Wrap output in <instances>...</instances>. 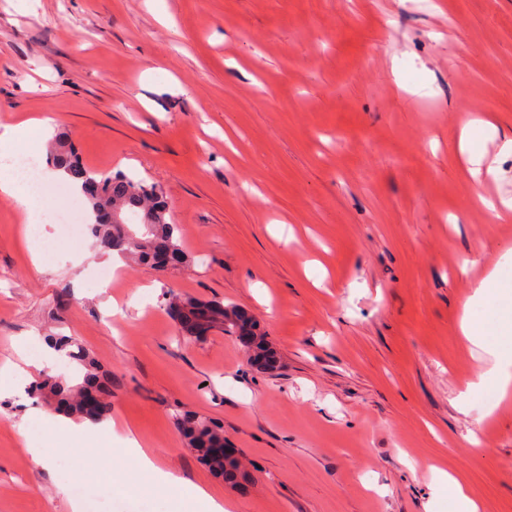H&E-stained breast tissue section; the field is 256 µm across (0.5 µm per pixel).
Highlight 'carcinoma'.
<instances>
[{
	"label": "carcinoma",
	"instance_id": "cac0c4a2",
	"mask_svg": "<svg viewBox=\"0 0 512 512\" xmlns=\"http://www.w3.org/2000/svg\"><path fill=\"white\" fill-rule=\"evenodd\" d=\"M49 159L76 181L92 180V185L83 193L92 212L87 228L96 246L104 253L116 252L122 258L148 265L154 251L165 250L171 252L177 262L187 261L180 245V228L171 220V206L158 185L123 171L103 173L85 166L71 142L61 136L56 137ZM114 209L126 217L124 223L110 222ZM165 301L167 308L181 305L189 314L194 313L199 305H207L212 311L207 319L209 330L219 329L232 336H236L239 328L246 331V334L237 336L241 346L255 358L265 360L262 365L264 371L272 372L279 368L277 351L245 310L219 300L203 303L174 292L169 293ZM51 347L64 353L69 362L76 363L80 373L72 380L50 376L35 381L30 386V394L44 402L53 401L55 410L65 415L92 421L104 419L111 410L112 381L101 379L88 353L74 338L61 336L51 343ZM174 421L187 447L199 456L204 454L203 438L212 442L224 440L221 426L195 412L178 410ZM208 467L230 486L250 481V475L242 468L238 457L215 459L208 463Z\"/></svg>",
	"mask_w": 512,
	"mask_h": 512
}]
</instances>
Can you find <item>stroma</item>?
I'll return each mask as SVG.
<instances>
[{
    "mask_svg": "<svg viewBox=\"0 0 512 512\" xmlns=\"http://www.w3.org/2000/svg\"><path fill=\"white\" fill-rule=\"evenodd\" d=\"M476 115L495 168L477 186ZM45 116L88 167L161 185L189 260L106 288L85 226L0 204V366L22 367L0 392V512H70L68 439L29 394L76 374L52 336L111 374L114 447L134 434L233 512H448L435 466L512 512V398L458 406L484 356L461 307L512 248V211L486 206L512 198V0H0V125ZM170 290L246 310L279 369L182 337ZM177 408L223 423L250 482L196 459ZM77 460L101 492L84 512H169L145 477L106 483L111 456ZM475 123L476 121L468 120L464 124L460 149L462 153H465L467 156L471 176L478 180L486 163V150L484 148H480L479 142L473 137L471 128Z\"/></svg>",
    "mask_w": 512,
    "mask_h": 512,
    "instance_id": "1",
    "label": "stroma"
}]
</instances>
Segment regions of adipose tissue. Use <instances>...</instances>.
Returning a JSON list of instances; mask_svg holds the SVG:
<instances>
[{"mask_svg":"<svg viewBox=\"0 0 512 512\" xmlns=\"http://www.w3.org/2000/svg\"><path fill=\"white\" fill-rule=\"evenodd\" d=\"M462 336L487 353L490 363L478 370L461 401L470 395L493 389L497 399L512 396V249L505 251L496 265L480 279L466 301L460 320ZM113 456L133 462L175 498L180 512H229L223 499L208 489L185 482L179 476L159 468L134 436H126Z\"/></svg>","mask_w":512,"mask_h":512,"instance_id":"ef3b65f1","label":"adipose tissue"}]
</instances>
